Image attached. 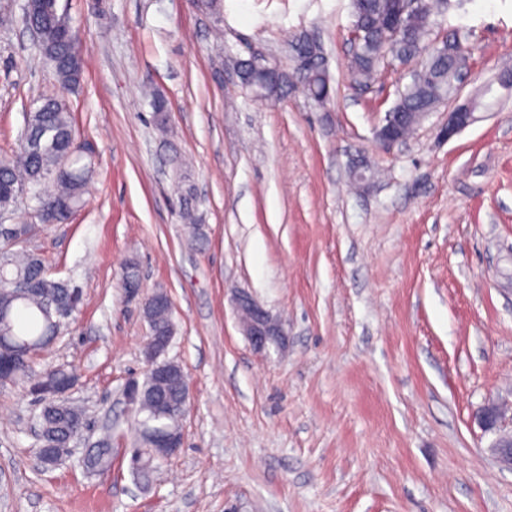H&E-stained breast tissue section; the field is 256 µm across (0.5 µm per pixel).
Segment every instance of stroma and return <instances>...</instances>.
I'll use <instances>...</instances> for the list:
<instances>
[{"mask_svg": "<svg viewBox=\"0 0 512 512\" xmlns=\"http://www.w3.org/2000/svg\"><path fill=\"white\" fill-rule=\"evenodd\" d=\"M84 69L62 87L22 21L0 26V156L17 150L39 95L71 112L94 169L84 207L40 224L22 194L9 224L24 250L81 290L37 370L65 367L68 400L114 439L112 467L71 457L34 466L39 408L25 385H0V512H512V471L474 419L487 402L512 431V0H465L436 34L469 28L468 99L487 107L450 139L456 106L429 113L411 139L375 132L409 66L368 91L349 79L351 0H224L215 21L196 0H61ZM309 35L327 60L332 98L298 87L276 101L229 79L260 52L291 68ZM168 107L167 134L150 102ZM188 162L199 229L178 215L171 150ZM379 174L353 190L350 170ZM143 294L164 290L175 332L166 357L187 379L184 446L149 487L128 469L148 324L121 284L128 261ZM243 289L285 325L255 351L232 296Z\"/></svg>", "mask_w": 512, "mask_h": 512, "instance_id": "1", "label": "stroma"}]
</instances>
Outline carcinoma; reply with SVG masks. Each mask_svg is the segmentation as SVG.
I'll return each mask as SVG.
<instances>
[{
	"mask_svg": "<svg viewBox=\"0 0 512 512\" xmlns=\"http://www.w3.org/2000/svg\"><path fill=\"white\" fill-rule=\"evenodd\" d=\"M452 0H416V7L404 10L403 0H352L354 21L351 30L358 43L350 51V82L366 89L380 69L394 70L399 65L415 63L410 81L398 89L393 105L386 110L409 136L420 121L445 101L454 98L463 76L471 72L473 52L470 33L456 28L440 39H430L436 18L445 14ZM28 22L40 31L39 53L48 61L59 83L75 86L83 72V60L76 46L75 33L68 15L58 0H27ZM289 55L291 72L279 67L260 68L250 60L238 62L242 87L256 98L278 100L294 82L317 104L329 101L333 88L327 75L320 46L305 36L292 40ZM155 126L167 129L166 102L152 101ZM75 146L71 112L55 97H42L26 113L25 136L18 151L0 157V214L14 211L18 197L26 189L36 190L46 179L53 180L55 191L38 196V204L54 212L64 223L85 204L92 170L80 164ZM175 176L180 186L179 207L183 219L197 222V196L189 178L182 173L178 155H173ZM74 288L51 278L44 261L36 254L0 251V347L26 351L31 355L17 378L30 380L39 376L35 370L36 354L56 338L58 325L45 301L70 300ZM163 305L143 312L149 328L174 333L171 305L167 294L158 291ZM172 379L163 385L144 379L136 394L135 451L132 456L134 476L148 486L158 468L153 456L157 435L180 428L177 408L181 389L187 386L177 364L171 368ZM41 444L64 448L76 427L90 428L84 411L60 400L43 404L37 415ZM112 436H105L87 449L82 466L89 472H101L112 465Z\"/></svg>",
	"mask_w": 512,
	"mask_h": 512,
	"instance_id": "cac0c4a2",
	"label": "carcinoma"
}]
</instances>
